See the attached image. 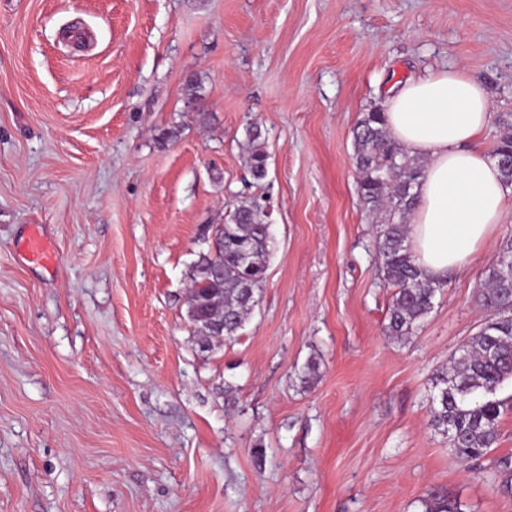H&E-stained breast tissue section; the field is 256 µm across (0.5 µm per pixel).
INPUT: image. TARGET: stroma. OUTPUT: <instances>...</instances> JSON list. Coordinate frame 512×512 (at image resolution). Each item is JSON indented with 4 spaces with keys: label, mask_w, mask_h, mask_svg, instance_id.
<instances>
[{
    "label": "stroma",
    "mask_w": 512,
    "mask_h": 512,
    "mask_svg": "<svg viewBox=\"0 0 512 512\" xmlns=\"http://www.w3.org/2000/svg\"><path fill=\"white\" fill-rule=\"evenodd\" d=\"M451 64L486 87L492 148L512 0H0V512H422L434 490L512 512V410L465 463L429 425L512 215L389 337L352 164L361 114ZM260 195L258 304L200 352L204 229Z\"/></svg>",
    "instance_id": "35a3bbf8"
}]
</instances>
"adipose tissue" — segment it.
Returning <instances> with one entry per match:
<instances>
[{"instance_id": "ef3b65f1", "label": "adipose tissue", "mask_w": 512, "mask_h": 512, "mask_svg": "<svg viewBox=\"0 0 512 512\" xmlns=\"http://www.w3.org/2000/svg\"><path fill=\"white\" fill-rule=\"evenodd\" d=\"M489 119L485 87L458 66L408 80L387 101L392 137L428 162L408 241L416 263L434 279L483 255L512 212V185L481 145Z\"/></svg>"}]
</instances>
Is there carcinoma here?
Instances as JSON below:
<instances>
[{"instance_id":"obj_1","label":"carcinoma","mask_w":512,"mask_h":512,"mask_svg":"<svg viewBox=\"0 0 512 512\" xmlns=\"http://www.w3.org/2000/svg\"><path fill=\"white\" fill-rule=\"evenodd\" d=\"M492 155L505 181L512 183V133L503 132ZM354 165L361 202L380 215L376 246L380 272L396 288L384 332L402 337L433 308L439 286L415 265L407 241L406 218L417 204L415 188L423 162L411 157L390 135L384 110L363 113L354 128ZM253 178L267 174V154L257 147L249 155ZM265 208L256 199L236 206L230 221L212 224L206 233L207 261L192 266L191 284L197 320L224 322L231 339L257 303L272 244ZM481 304L497 318L455 352L451 368L433 379L430 427L446 436L462 462L477 459L498 442V424L506 402L494 398L512 379V240L492 261ZM424 512H463L457 500L433 492L422 500Z\"/></svg>"}]
</instances>
